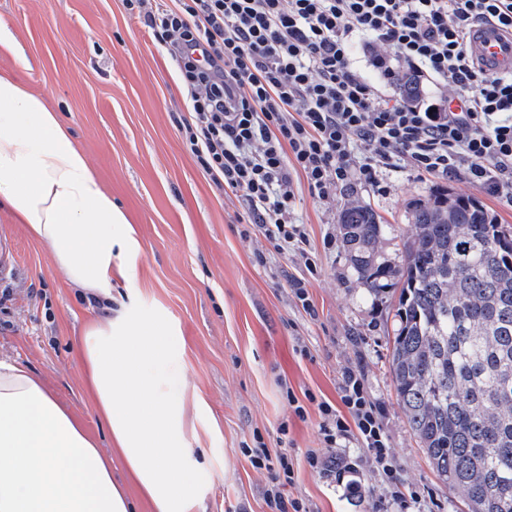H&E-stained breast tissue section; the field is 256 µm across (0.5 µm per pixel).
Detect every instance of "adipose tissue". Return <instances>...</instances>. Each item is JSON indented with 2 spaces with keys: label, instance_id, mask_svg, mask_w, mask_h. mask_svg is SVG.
Listing matches in <instances>:
<instances>
[{
  "label": "adipose tissue",
  "instance_id": "1",
  "mask_svg": "<svg viewBox=\"0 0 512 512\" xmlns=\"http://www.w3.org/2000/svg\"><path fill=\"white\" fill-rule=\"evenodd\" d=\"M0 198L100 304L79 340L86 388L110 429L102 452L26 368L0 360V512H205L204 464L188 444L183 385L161 367L180 341L160 319L112 309V257L128 221L41 99L0 77ZM120 456L128 482L112 476Z\"/></svg>",
  "mask_w": 512,
  "mask_h": 512
}]
</instances>
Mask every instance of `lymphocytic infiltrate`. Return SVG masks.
I'll use <instances>...</instances> for the list:
<instances>
[{"mask_svg":"<svg viewBox=\"0 0 512 512\" xmlns=\"http://www.w3.org/2000/svg\"><path fill=\"white\" fill-rule=\"evenodd\" d=\"M176 64L189 116L179 125L186 148L211 182L242 198L239 223L256 228L276 251L305 250L289 221L301 173L320 199L337 187L373 183L381 168L409 166L438 177L467 173L488 194L512 204V75L487 77L468 44L473 27L491 20L512 29V0H127ZM394 49L373 62L381 80L402 70L460 89L458 109L429 111L395 99L351 66L354 36ZM367 148L355 160L354 142ZM340 406L317 405L322 450L306 461L335 468L338 439L357 436L402 498L379 408L360 374L344 369ZM266 472L274 512H306L284 498L294 477L287 456L247 449Z\"/></svg>","mask_w":512,"mask_h":512,"instance_id":"obj_1","label":"lymphocytic infiltrate"}]
</instances>
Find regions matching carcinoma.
Masks as SVG:
<instances>
[{
  "mask_svg": "<svg viewBox=\"0 0 512 512\" xmlns=\"http://www.w3.org/2000/svg\"><path fill=\"white\" fill-rule=\"evenodd\" d=\"M410 219L396 270L380 262L373 209L350 203L339 224L368 289L402 281L394 387L433 470L468 512H512V233L446 190Z\"/></svg>",
  "mask_w": 512,
  "mask_h": 512,
  "instance_id": "obj_1",
  "label": "carcinoma"
}]
</instances>
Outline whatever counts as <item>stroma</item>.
Instances as JSON below:
<instances>
[{"instance_id": "35a3bbf8", "label": "stroma", "mask_w": 512, "mask_h": 512, "mask_svg": "<svg viewBox=\"0 0 512 512\" xmlns=\"http://www.w3.org/2000/svg\"><path fill=\"white\" fill-rule=\"evenodd\" d=\"M0 76L56 112L102 189L125 213L135 247L119 244L112 303L165 319L184 349L169 364L206 406L188 411V440L205 451L200 495L206 512H271L266 475L243 453L261 437L295 463L284 492L310 512H466L436 477L398 403L390 365L398 327L397 279L372 292L358 279L339 226L349 202L371 207L387 226L379 251L403 263L413 200L446 189L478 201L512 229V205L466 174L439 178L407 168L377 184H353L322 201L301 188L290 214L308 236V255L277 253L237 221L245 204L217 189L184 146L188 114L175 66L124 0H0ZM304 280L316 308L292 294ZM88 306L48 247L0 202V358L28 367L74 413L99 447L110 446L84 384L79 336ZM360 372L382 409L388 446L409 494L386 492L365 449L341 439L335 473L311 469L319 448L317 403L338 404L344 368ZM311 394L306 418L286 399Z\"/></svg>"}]
</instances>
